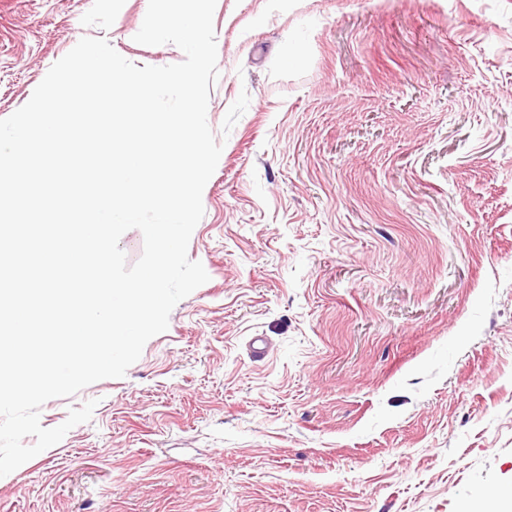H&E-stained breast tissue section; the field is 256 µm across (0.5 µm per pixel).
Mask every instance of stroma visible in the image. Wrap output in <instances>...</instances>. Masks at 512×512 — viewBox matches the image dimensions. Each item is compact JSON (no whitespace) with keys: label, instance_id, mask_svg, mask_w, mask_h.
Returning a JSON list of instances; mask_svg holds the SVG:
<instances>
[{"label":"stroma","instance_id":"1","mask_svg":"<svg viewBox=\"0 0 512 512\" xmlns=\"http://www.w3.org/2000/svg\"><path fill=\"white\" fill-rule=\"evenodd\" d=\"M148 0H0V119ZM209 280L0 512H461L512 488V0H217ZM269 352L252 356V337Z\"/></svg>","mask_w":512,"mask_h":512}]
</instances>
